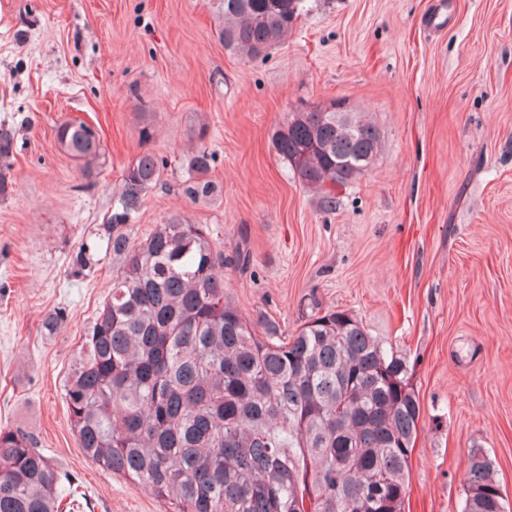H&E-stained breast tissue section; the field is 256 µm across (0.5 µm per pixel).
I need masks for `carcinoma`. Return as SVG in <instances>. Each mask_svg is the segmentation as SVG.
<instances>
[{
  "label": "carcinoma",
  "instance_id": "obj_1",
  "mask_svg": "<svg viewBox=\"0 0 512 512\" xmlns=\"http://www.w3.org/2000/svg\"><path fill=\"white\" fill-rule=\"evenodd\" d=\"M303 0H220L224 48L256 59L285 40ZM347 130L336 113L294 112L274 147L306 187L336 171L353 180L380 147L361 113ZM62 148L93 176L94 127L64 123ZM215 154L196 147L182 192L213 193ZM163 161L145 151L127 167L103 224L120 257L112 287L63 384L86 457L141 485L169 512H405L421 418L406 363L346 310L305 322L283 339L257 335L224 299V254L202 224L175 215L137 245L131 224ZM81 244L73 272L96 265ZM462 512H506L492 462L470 454ZM83 494L13 429H0V512H59Z\"/></svg>",
  "mask_w": 512,
  "mask_h": 512
}]
</instances>
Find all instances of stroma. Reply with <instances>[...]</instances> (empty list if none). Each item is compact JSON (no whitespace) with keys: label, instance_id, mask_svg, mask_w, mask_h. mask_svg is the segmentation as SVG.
<instances>
[{"label":"stroma","instance_id":"obj_1","mask_svg":"<svg viewBox=\"0 0 512 512\" xmlns=\"http://www.w3.org/2000/svg\"><path fill=\"white\" fill-rule=\"evenodd\" d=\"M216 27L215 0H0V126L14 134L0 427L79 484V512H167L84 455L63 398L119 263L100 247L77 275L70 257L97 243L123 172L149 151L164 166L130 243L176 214L208 225L224 295L262 336L354 314L406 360L420 397L406 512H462L474 450L512 505V0H305L263 60L226 51ZM336 100L368 115L381 151L330 204L273 135ZM72 120L98 128L89 179L57 142ZM201 141L217 191L193 201L182 184Z\"/></svg>","mask_w":512,"mask_h":512}]
</instances>
